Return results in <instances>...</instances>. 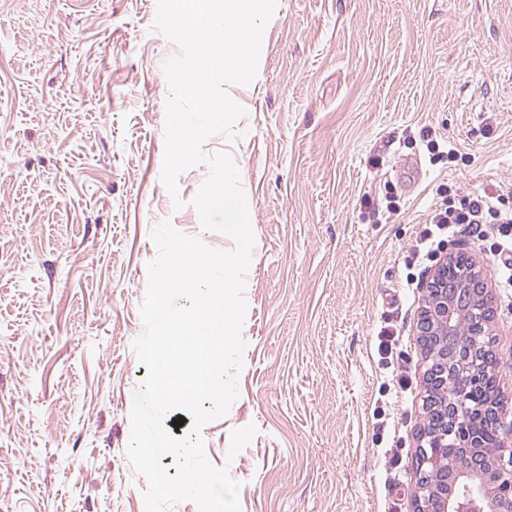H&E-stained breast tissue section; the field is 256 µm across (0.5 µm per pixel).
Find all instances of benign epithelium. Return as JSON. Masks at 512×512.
<instances>
[{"label":"benign epithelium","instance_id":"obj_1","mask_svg":"<svg viewBox=\"0 0 512 512\" xmlns=\"http://www.w3.org/2000/svg\"><path fill=\"white\" fill-rule=\"evenodd\" d=\"M454 258L452 252L440 258L424 283L417 323L429 354L425 410L436 417L415 455L414 512H512V413L486 408L488 374L478 358L492 298L474 261L449 278ZM459 313L472 317L473 329L467 345L450 353ZM450 448L466 454L468 471L449 462Z\"/></svg>","mask_w":512,"mask_h":512}]
</instances>
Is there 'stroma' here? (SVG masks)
<instances>
[{"label":"stroma","instance_id":"stroma-1","mask_svg":"<svg viewBox=\"0 0 512 512\" xmlns=\"http://www.w3.org/2000/svg\"><path fill=\"white\" fill-rule=\"evenodd\" d=\"M157 8L0 0V512H145L126 449L151 230L234 247L191 204L207 165L179 176L183 207L160 181L177 48ZM229 93L236 138L204 150L232 155L254 243L239 395L203 427L207 457L242 512H413L434 264L412 253L446 186L512 208V0H278ZM440 137L455 162L430 163ZM440 250L478 263L492 351L512 355L489 252Z\"/></svg>","mask_w":512,"mask_h":512}]
</instances>
